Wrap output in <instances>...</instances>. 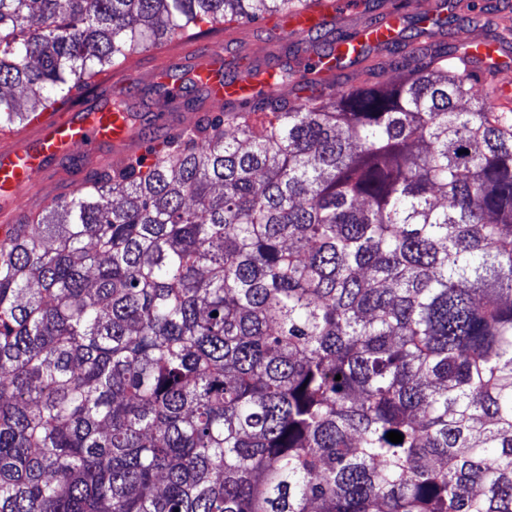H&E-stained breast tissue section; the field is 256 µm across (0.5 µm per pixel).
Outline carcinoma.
<instances>
[{"label":"carcinoma","instance_id":"obj_1","mask_svg":"<svg viewBox=\"0 0 512 512\" xmlns=\"http://www.w3.org/2000/svg\"><path fill=\"white\" fill-rule=\"evenodd\" d=\"M295 6L0 0V128ZM392 46L397 81L281 69L0 241V512H512V107Z\"/></svg>","mask_w":512,"mask_h":512}]
</instances>
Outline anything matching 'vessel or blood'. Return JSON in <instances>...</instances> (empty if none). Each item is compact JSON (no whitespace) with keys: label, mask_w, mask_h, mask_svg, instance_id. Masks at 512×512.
<instances>
[{"label":"vessel or blood","mask_w":512,"mask_h":512,"mask_svg":"<svg viewBox=\"0 0 512 512\" xmlns=\"http://www.w3.org/2000/svg\"><path fill=\"white\" fill-rule=\"evenodd\" d=\"M333 12V7L318 4L317 0H305L293 9L288 29L295 34L308 33L313 25L331 21ZM399 34V20L389 16L348 39L347 44L354 48L365 43L377 47ZM181 68L186 71L185 79L216 105L250 100L266 86L262 71L243 68L226 74L224 56L218 50L200 59L170 58L150 75L160 89L152 109L156 117H174L178 125L189 129L195 125V115L175 110L181 82L185 80L177 77ZM131 119V113L114 111L110 98L102 96L69 113H35L24 129L0 133V198L13 202L31 189L41 197L52 198L64 166L93 160L105 147L110 150L107 156L113 165L126 162L138 152Z\"/></svg>","instance_id":"b4317fda"}]
</instances>
